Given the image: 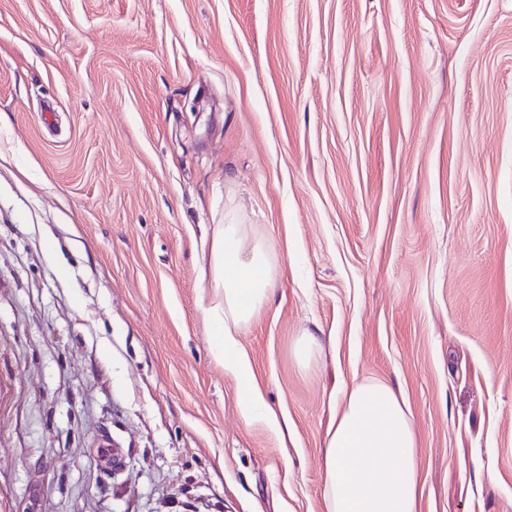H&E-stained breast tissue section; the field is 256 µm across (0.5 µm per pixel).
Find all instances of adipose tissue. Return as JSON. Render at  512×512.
<instances>
[{
  "instance_id": "ef3b65f1",
  "label": "adipose tissue",
  "mask_w": 512,
  "mask_h": 512,
  "mask_svg": "<svg viewBox=\"0 0 512 512\" xmlns=\"http://www.w3.org/2000/svg\"><path fill=\"white\" fill-rule=\"evenodd\" d=\"M209 287L202 298L213 337L212 352L238 380L240 409L275 433L284 427L265 403L252 363L238 337L268 301L276 283L265 243L243 225H216L207 242ZM418 435L410 409L391 384H351L324 437L326 512H419Z\"/></svg>"
}]
</instances>
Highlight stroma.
I'll return each instance as SVG.
<instances>
[{
	"instance_id": "stroma-1",
	"label": "stroma",
	"mask_w": 512,
	"mask_h": 512,
	"mask_svg": "<svg viewBox=\"0 0 512 512\" xmlns=\"http://www.w3.org/2000/svg\"><path fill=\"white\" fill-rule=\"evenodd\" d=\"M228 222L274 258L239 342L284 441L212 355ZM365 378L419 512H512V0H0V512H325ZM322 334V330L317 328L316 332L306 329L299 336L295 344V356L300 364L307 365L310 355L324 348L325 336Z\"/></svg>"
}]
</instances>
